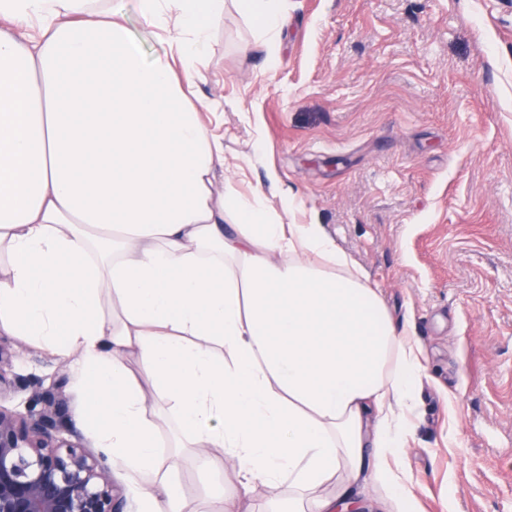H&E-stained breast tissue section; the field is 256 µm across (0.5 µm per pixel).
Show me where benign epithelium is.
<instances>
[{"label":"benign epithelium","instance_id":"obj_1","mask_svg":"<svg viewBox=\"0 0 512 512\" xmlns=\"http://www.w3.org/2000/svg\"><path fill=\"white\" fill-rule=\"evenodd\" d=\"M64 386L37 381L26 413L0 408V512H126L112 462L69 438Z\"/></svg>","mask_w":512,"mask_h":512}]
</instances>
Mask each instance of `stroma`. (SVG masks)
Returning a JSON list of instances; mask_svg holds the SVG:
<instances>
[{
  "label": "stroma",
  "instance_id": "stroma-1",
  "mask_svg": "<svg viewBox=\"0 0 512 512\" xmlns=\"http://www.w3.org/2000/svg\"><path fill=\"white\" fill-rule=\"evenodd\" d=\"M279 64L251 51L260 33L233 7L218 23L199 84L220 101L224 176L243 195L275 172L291 218L326 225L426 351L423 418L402 461L423 512H512V0H285ZM272 144L251 159L252 136ZM25 412L29 379L67 362L0 338ZM177 455L182 497L230 488Z\"/></svg>",
  "mask_w": 512,
  "mask_h": 512
}]
</instances>
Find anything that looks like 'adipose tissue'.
<instances>
[{
	"label": "adipose tissue",
	"mask_w": 512,
	"mask_h": 512,
	"mask_svg": "<svg viewBox=\"0 0 512 512\" xmlns=\"http://www.w3.org/2000/svg\"><path fill=\"white\" fill-rule=\"evenodd\" d=\"M111 0H0V335L76 364L78 417L132 512H183L149 399L200 471L206 512H419L400 466L425 352L293 199L221 183L198 92L224 0H138L168 48L144 61ZM277 65L284 0H233Z\"/></svg>",
	"instance_id": "1"
}]
</instances>
